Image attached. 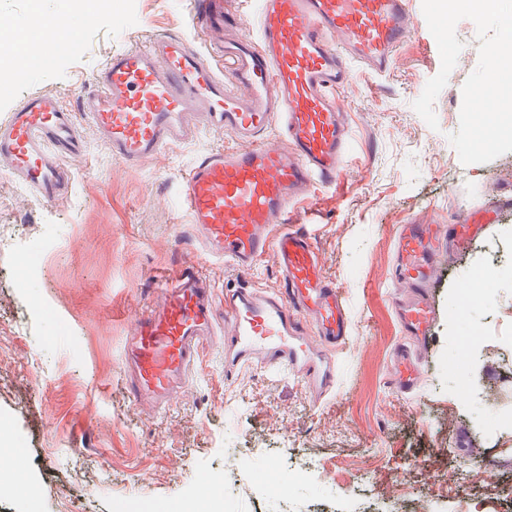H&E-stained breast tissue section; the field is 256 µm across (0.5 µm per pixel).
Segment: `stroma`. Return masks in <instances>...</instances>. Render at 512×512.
<instances>
[{"label":"stroma","instance_id":"stroma-1","mask_svg":"<svg viewBox=\"0 0 512 512\" xmlns=\"http://www.w3.org/2000/svg\"><path fill=\"white\" fill-rule=\"evenodd\" d=\"M104 17L73 14L76 52L51 71L19 69L0 93V120L30 92L76 108L112 54L154 35L203 46L193 0H103ZM417 33L376 73L352 66L340 95L348 113L343 198L315 186L295 206L324 274L351 317L336 352V387L314 400L299 379L260 368L224 378L222 336L208 339L186 388L163 410L125 389L121 355L141 312L175 271L197 266L223 299L237 277L208 257L180 209V182L196 158L232 149L205 133L137 167L114 161L89 124L86 156L70 160L68 197L42 200L0 163V429L21 467L0 473V512H411V498H464L469 512H512V207L466 248L443 254L430 289L436 309L424 381L412 395L390 385L403 343L393 264L401 225L451 224L512 181V152L462 164L448 140L462 86L478 65L476 25L434 103L439 127L413 110L440 70L437 43L411 0ZM494 289L457 311L478 273ZM465 431L473 456L459 454ZM495 463L492 481L466 477Z\"/></svg>","mask_w":512,"mask_h":512}]
</instances>
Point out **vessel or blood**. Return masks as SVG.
Segmentation results:
<instances>
[{
	"instance_id": "b4317fda",
	"label": "vessel or blood",
	"mask_w": 512,
	"mask_h": 512,
	"mask_svg": "<svg viewBox=\"0 0 512 512\" xmlns=\"http://www.w3.org/2000/svg\"><path fill=\"white\" fill-rule=\"evenodd\" d=\"M259 33H241L202 51L155 35L113 53L72 112L55 95L24 96L0 121V162L41 199L63 201L70 159L84 154L86 120L113 159L134 167L200 129L232 134L239 145L201 157L184 176L179 205L204 248L239 274L273 257L277 290L234 286L216 308L214 290L192 267L160 289L125 345L126 387L137 400L170 401L201 360L216 323L224 325V375L244 367L285 370L315 397L336 385L335 349L350 328L340 288L320 263L311 233L291 224V208L316 184L341 185L347 117L338 91L350 62L385 70L410 39L409 0H257ZM201 31L233 26L224 0H196ZM279 124L280 142L265 140ZM280 232H273V225ZM474 216L457 224H404L394 276L408 294L394 308L406 339L394 356L393 387L421 386L419 350L432 341L435 309L426 288L444 249L483 231Z\"/></svg>"
}]
</instances>
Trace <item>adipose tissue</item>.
<instances>
[{
	"label": "adipose tissue",
	"instance_id": "1",
	"mask_svg": "<svg viewBox=\"0 0 512 512\" xmlns=\"http://www.w3.org/2000/svg\"><path fill=\"white\" fill-rule=\"evenodd\" d=\"M48 0H32L36 17L41 18L40 30L31 31L12 25L0 26V72L16 61L35 62L37 49L62 44L73 35L58 13H46Z\"/></svg>",
	"mask_w": 512,
	"mask_h": 512
}]
</instances>
